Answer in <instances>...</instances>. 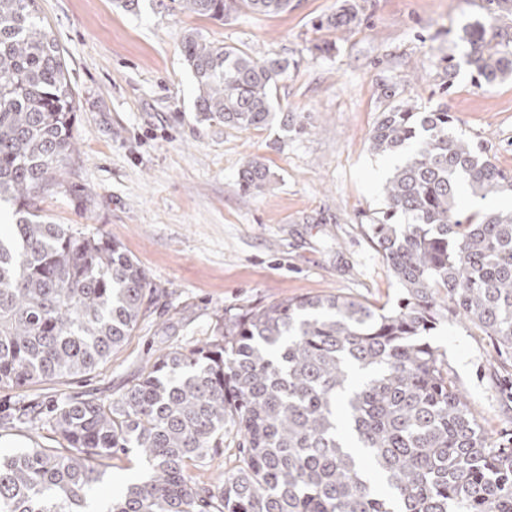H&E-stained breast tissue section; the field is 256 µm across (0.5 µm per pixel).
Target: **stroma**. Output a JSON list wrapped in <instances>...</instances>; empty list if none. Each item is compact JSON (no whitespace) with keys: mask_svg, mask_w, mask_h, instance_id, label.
Masks as SVG:
<instances>
[{"mask_svg":"<svg viewBox=\"0 0 512 512\" xmlns=\"http://www.w3.org/2000/svg\"><path fill=\"white\" fill-rule=\"evenodd\" d=\"M358 2L355 23L332 35L313 22L337 0H293V10L281 14L244 9L223 21L180 13L170 0H138L131 10L118 0H37L78 93L76 152L39 206L54 223L118 242L153 291L135 331L103 366L30 386L27 399L115 398L159 355L212 338L228 309L327 295L396 305L401 287L368 232L402 161L368 147L390 101L449 110L457 132L512 171V76L478 86L458 39L484 14L486 0ZM190 30L257 60H289L267 126L240 130L203 119L181 51ZM329 39L336 42L331 55L312 53ZM448 54L460 65L451 81L439 63ZM385 84L393 99L381 97ZM289 112L305 132L284 126ZM251 157L272 172L255 194L239 182ZM428 341L489 443L511 441L512 353H499L489 336L450 312ZM17 442L56 448L60 438L47 425L0 421V454H13ZM237 459L228 425L223 448L191 474L214 483ZM147 472L137 454L114 457L98 494Z\"/></svg>","mask_w":512,"mask_h":512,"instance_id":"35a3bbf8","label":"stroma"}]
</instances>
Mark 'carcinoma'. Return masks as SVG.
Instances as JSON below:
<instances>
[{
	"mask_svg": "<svg viewBox=\"0 0 512 512\" xmlns=\"http://www.w3.org/2000/svg\"><path fill=\"white\" fill-rule=\"evenodd\" d=\"M501 0L464 28L478 85L512 74ZM222 21L241 8L283 13L291 0H172ZM356 0L313 22L347 29ZM183 55L199 112L243 130L272 119L290 63L255 60L190 31ZM75 88L36 0H0V388L90 373L134 331L150 282L112 240L55 224L37 206L74 152ZM446 109L383 112L376 154L404 153L385 185L372 240L404 289L390 310L342 296L224 311L212 340L156 359L116 398L56 406L64 448L0 456V512H512V448L487 446L466 401L424 337L451 308L512 350V209H466L512 193V171L452 132ZM270 169L252 158L240 185L257 193ZM239 435L240 465L212 486L189 470ZM135 452L150 474L97 502L95 458Z\"/></svg>",
	"mask_w": 512,
	"mask_h": 512,
	"instance_id": "carcinoma-1",
	"label": "carcinoma"
}]
</instances>
